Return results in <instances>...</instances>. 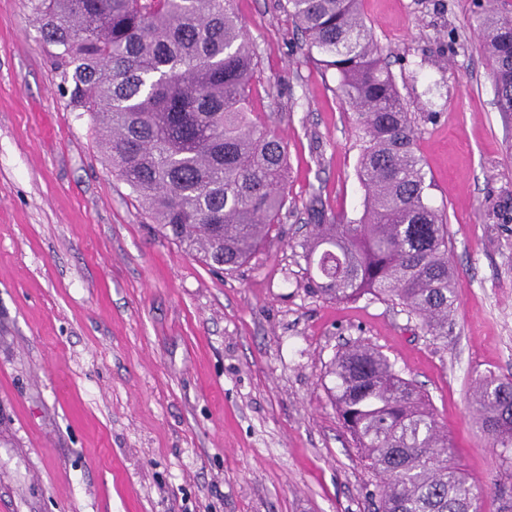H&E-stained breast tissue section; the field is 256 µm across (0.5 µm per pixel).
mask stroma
I'll list each match as a JSON object with an SVG mask.
<instances>
[{
    "instance_id": "stroma-1",
    "label": "stroma",
    "mask_w": 512,
    "mask_h": 512,
    "mask_svg": "<svg viewBox=\"0 0 512 512\" xmlns=\"http://www.w3.org/2000/svg\"><path fill=\"white\" fill-rule=\"evenodd\" d=\"M487 0H362L448 220L458 307L433 340L401 307L315 289L307 207L359 218L357 116L281 0H235L251 108L288 150L272 241L216 271L159 234L75 109L27 0H0V512H375L330 393L368 342L427 392L457 460H500L473 383L512 374V112L473 13Z\"/></svg>"
}]
</instances>
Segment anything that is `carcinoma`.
I'll use <instances>...</instances> for the list:
<instances>
[{"mask_svg":"<svg viewBox=\"0 0 512 512\" xmlns=\"http://www.w3.org/2000/svg\"><path fill=\"white\" fill-rule=\"evenodd\" d=\"M74 108L90 115L102 154L159 232L206 264L243 265L270 242L288 201V151L252 118L256 53L233 0H28ZM361 0H286L309 54L339 75L361 134L362 215L327 223L308 208L309 265L338 302L371 294L448 338L455 312L445 213L427 199L414 120ZM496 104L512 112V0L475 12ZM336 409L361 459L380 477L377 512H512V374L475 383L472 411L496 448L480 487L455 459L429 396L376 347L336 352Z\"/></svg>","mask_w":512,"mask_h":512,"instance_id":"cac0c4a2","label":"carcinoma"}]
</instances>
